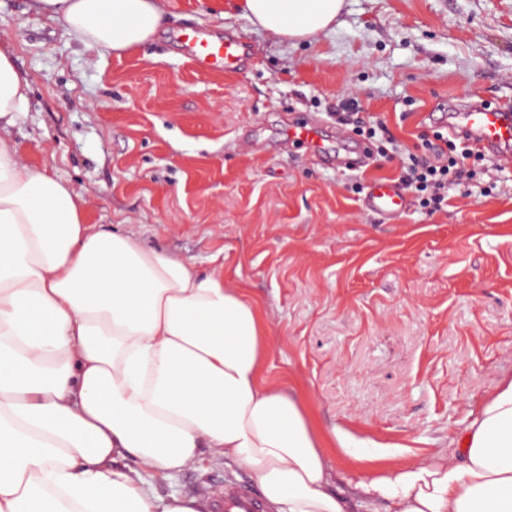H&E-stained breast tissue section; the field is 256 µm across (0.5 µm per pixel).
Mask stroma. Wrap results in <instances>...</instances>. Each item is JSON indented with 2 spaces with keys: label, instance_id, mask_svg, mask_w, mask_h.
Here are the masks:
<instances>
[{
  "label": "stroma",
  "instance_id": "stroma-1",
  "mask_svg": "<svg viewBox=\"0 0 512 512\" xmlns=\"http://www.w3.org/2000/svg\"><path fill=\"white\" fill-rule=\"evenodd\" d=\"M227 3L167 0L154 38L118 56L36 0H0V39L31 84L0 136L21 165L69 182L92 229L220 271L259 302L265 372L320 429L402 446L390 465L447 452L470 405L512 376V163L462 179L447 211L412 200L388 223L363 201L397 181L398 160L350 171L279 135L309 114L333 137L337 101L354 97L412 146L437 107L512 97V0H344L331 31L295 43ZM188 28L241 37L246 70L195 69L174 42ZM251 482L206 460L156 492Z\"/></svg>",
  "mask_w": 512,
  "mask_h": 512
}]
</instances>
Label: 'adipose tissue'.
Returning <instances> with one entry per match:
<instances>
[{"mask_svg":"<svg viewBox=\"0 0 512 512\" xmlns=\"http://www.w3.org/2000/svg\"><path fill=\"white\" fill-rule=\"evenodd\" d=\"M85 45L132 53L163 0H37ZM343 0H237L292 41L330 30ZM31 86L0 46V119ZM257 303L130 234L92 230L80 197L20 165L0 137V512H208L159 497L203 459L244 467L269 512H512V377L480 400L450 450L331 490L327 443L300 396L264 376Z\"/></svg>","mask_w":512,"mask_h":512,"instance_id":"ef3b65f1","label":"adipose tissue"}]
</instances>
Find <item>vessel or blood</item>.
Instances as JSON below:
<instances>
[{
    "label": "vessel or blood",
    "mask_w": 512,
    "mask_h": 512,
    "mask_svg": "<svg viewBox=\"0 0 512 512\" xmlns=\"http://www.w3.org/2000/svg\"><path fill=\"white\" fill-rule=\"evenodd\" d=\"M179 46L185 56L203 70L236 73L243 69L248 56L244 41L233 35L217 36L205 31H185L178 35ZM431 121L447 124L457 135L471 141L495 158L512 156V99H503L488 106L462 104L453 112L430 113ZM288 141L308 144L321 158H330L324 145L321 127L312 121L290 125ZM406 207L403 190L395 183L378 181L369 188L365 199L368 212L390 221L400 216ZM212 512H264L265 505L256 494L241 486H227L210 494Z\"/></svg>",
    "instance_id": "1"
}]
</instances>
